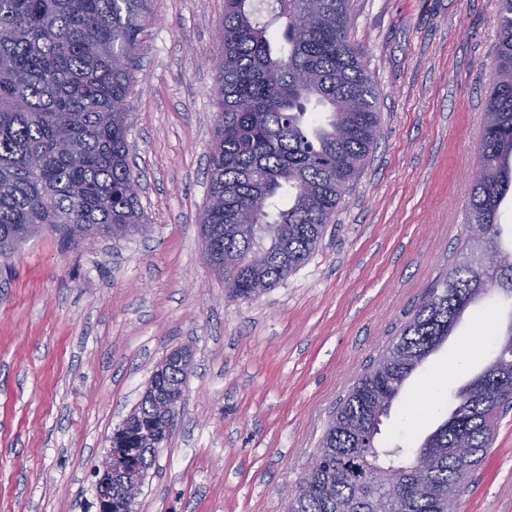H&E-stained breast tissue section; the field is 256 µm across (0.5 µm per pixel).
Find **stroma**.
I'll list each match as a JSON object with an SVG mask.
<instances>
[{
    "mask_svg": "<svg viewBox=\"0 0 512 512\" xmlns=\"http://www.w3.org/2000/svg\"><path fill=\"white\" fill-rule=\"evenodd\" d=\"M497 0H353L381 128L323 242L260 298L204 253L224 0H154L128 111L146 229L0 258V512H86L90 471L153 370L191 351L139 512H285L331 412L455 257L493 81ZM465 319L404 383L379 440L413 454L498 353ZM459 512H512V412Z\"/></svg>",
    "mask_w": 512,
    "mask_h": 512,
    "instance_id": "35a3bbf8",
    "label": "stroma"
}]
</instances>
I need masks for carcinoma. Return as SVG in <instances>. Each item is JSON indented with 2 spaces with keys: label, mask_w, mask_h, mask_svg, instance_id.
Segmentation results:
<instances>
[{
  "label": "carcinoma",
  "mask_w": 512,
  "mask_h": 512,
  "mask_svg": "<svg viewBox=\"0 0 512 512\" xmlns=\"http://www.w3.org/2000/svg\"><path fill=\"white\" fill-rule=\"evenodd\" d=\"M153 0H0V257L42 232L64 246L142 228L129 195L126 115ZM224 0L209 195L201 219L207 261L233 296L254 300L288 279L322 243L380 131V92L350 41L352 0ZM284 21L275 44L272 22ZM494 85L486 99L463 239L474 224L472 263L453 262L425 290L399 335L331 415L319 458L307 464L287 512H448L491 448L512 408V345L453 395L448 416L416 452L379 446L405 381L453 335L465 314L512 301V250L500 246V207L512 192V0H499ZM76 142L71 154L66 145ZM497 253L499 265L475 259ZM255 251L266 261H251ZM187 351L163 385L179 391ZM170 430L149 398L112 437L151 467ZM465 442L466 458L448 449ZM385 473L367 482L365 468ZM130 500L121 484L112 512Z\"/></svg>",
  "instance_id": "obj_1"
}]
</instances>
